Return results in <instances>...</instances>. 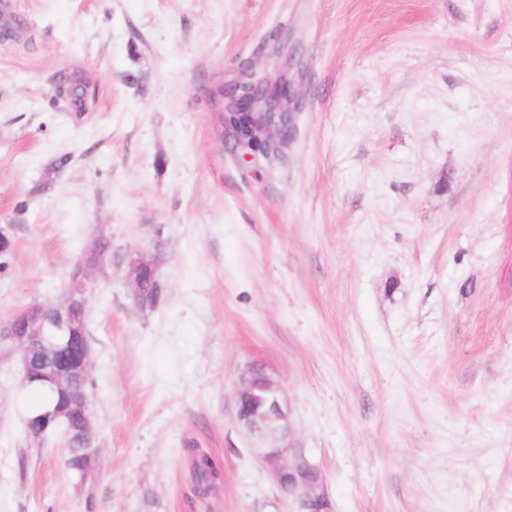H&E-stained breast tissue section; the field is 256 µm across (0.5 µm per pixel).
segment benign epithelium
<instances>
[{
	"instance_id": "obj_1",
	"label": "benign epithelium",
	"mask_w": 512,
	"mask_h": 512,
	"mask_svg": "<svg viewBox=\"0 0 512 512\" xmlns=\"http://www.w3.org/2000/svg\"><path fill=\"white\" fill-rule=\"evenodd\" d=\"M220 104L224 109L223 142L238 162L255 168L266 164L258 151L248 153L241 148L239 137L243 122L268 152L290 147L297 137L301 99L295 94L292 81L284 75L275 80L252 75L221 95ZM147 278H155V270L150 262L142 260L138 272L132 274V298L140 308L153 305L158 294V289L144 287ZM33 315L32 309L24 308L0 331L1 338L24 350L22 366L26 373L22 380L25 385L39 380L28 373L34 337L24 335ZM89 366L90 354L73 355L51 373L49 380L61 388L72 378L74 368L86 371ZM89 403V397L85 396L72 403L71 411L86 422L82 447L90 466L97 451L92 438ZM236 405L240 428L252 440L255 452L272 473L280 491L291 500L295 512H334L320 469L289 441L292 433L290 408L281 387L264 373L263 367L254 364L239 378ZM54 419L49 412L30 418L27 422L30 435L36 439L41 437Z\"/></svg>"
}]
</instances>
